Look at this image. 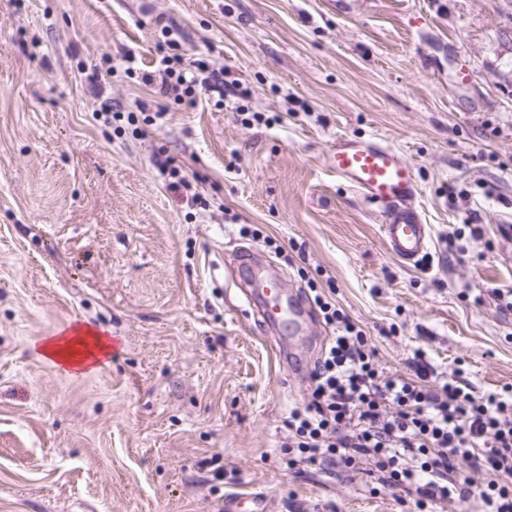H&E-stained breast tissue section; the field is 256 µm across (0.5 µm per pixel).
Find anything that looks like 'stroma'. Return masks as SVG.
<instances>
[{"label": "stroma", "instance_id": "obj_1", "mask_svg": "<svg viewBox=\"0 0 512 512\" xmlns=\"http://www.w3.org/2000/svg\"><path fill=\"white\" fill-rule=\"evenodd\" d=\"M165 26L223 71L225 97L167 100L135 137L101 108L155 103L121 54L152 70ZM339 137L382 138L413 166L422 264L393 256L380 211L325 168ZM160 153L201 204L170 188ZM464 224L480 238L449 250ZM255 255L336 300L386 369L409 373L419 349L476 392L512 387V312L490 294L512 289V0H0V512L412 500L287 471L288 412L332 328L315 317L280 361L233 270ZM77 324L111 354L84 370L39 354Z\"/></svg>", "mask_w": 512, "mask_h": 512}]
</instances>
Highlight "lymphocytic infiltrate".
Returning <instances> with one entry per match:
<instances>
[{"label": "lymphocytic infiltrate", "mask_w": 512, "mask_h": 512, "mask_svg": "<svg viewBox=\"0 0 512 512\" xmlns=\"http://www.w3.org/2000/svg\"><path fill=\"white\" fill-rule=\"evenodd\" d=\"M144 76L159 100L140 104L148 123L180 93L188 104L223 93L224 78L200 60L166 53ZM336 329L310 375L307 401L288 416V466L365 472L378 484L414 490V512H512V391L474 393L458 374L436 372L415 352L406 376L380 367L365 332L324 298Z\"/></svg>", "instance_id": "obj_1"}]
</instances>
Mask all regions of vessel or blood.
<instances>
[{"label":"vessel or blood","instance_id":"1","mask_svg":"<svg viewBox=\"0 0 512 512\" xmlns=\"http://www.w3.org/2000/svg\"><path fill=\"white\" fill-rule=\"evenodd\" d=\"M325 166L348 187L358 191L383 216L382 233L388 251L407 264L429 253L431 229L417 205L418 187L411 165L390 144L365 139H337ZM258 314L270 333L300 327L303 298H285L275 278L260 280Z\"/></svg>","mask_w":512,"mask_h":512}]
</instances>
